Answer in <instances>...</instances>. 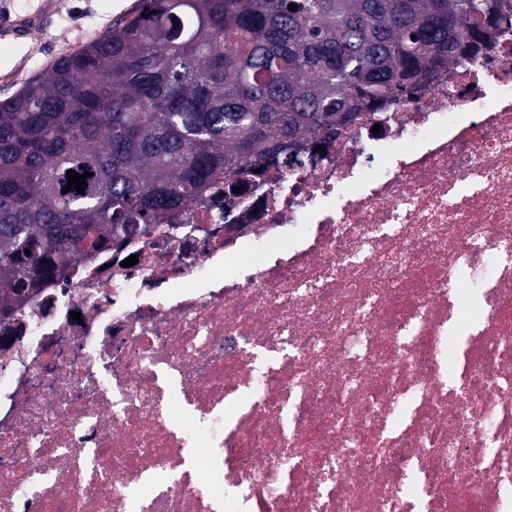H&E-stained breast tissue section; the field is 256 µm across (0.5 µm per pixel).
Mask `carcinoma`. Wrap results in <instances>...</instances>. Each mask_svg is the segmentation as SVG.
Instances as JSON below:
<instances>
[{
	"label": "carcinoma",
	"mask_w": 512,
	"mask_h": 512,
	"mask_svg": "<svg viewBox=\"0 0 512 512\" xmlns=\"http://www.w3.org/2000/svg\"><path fill=\"white\" fill-rule=\"evenodd\" d=\"M139 2L0 100L3 317L221 179L303 166L336 116L383 109L512 27V0ZM70 170L91 173L83 192L64 191Z\"/></svg>",
	"instance_id": "carcinoma-1"
}]
</instances>
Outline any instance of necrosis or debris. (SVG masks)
Instances as JSON below:
<instances>
[{"label":"necrosis or debris","instance_id":"1","mask_svg":"<svg viewBox=\"0 0 512 512\" xmlns=\"http://www.w3.org/2000/svg\"><path fill=\"white\" fill-rule=\"evenodd\" d=\"M0 512H512V31L0 319Z\"/></svg>","mask_w":512,"mask_h":512}]
</instances>
